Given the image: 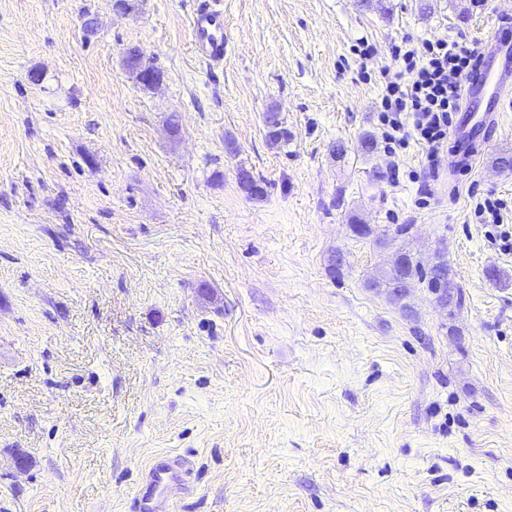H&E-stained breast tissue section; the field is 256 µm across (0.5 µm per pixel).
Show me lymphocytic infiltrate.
Segmentation results:
<instances>
[{"mask_svg": "<svg viewBox=\"0 0 512 512\" xmlns=\"http://www.w3.org/2000/svg\"><path fill=\"white\" fill-rule=\"evenodd\" d=\"M394 54L413 73L409 84L389 82L381 101L379 122L388 154L415 141L425 148L429 172H436L448 150L453 112L459 111L465 79L480 65L481 54L463 43L441 38L398 45Z\"/></svg>", "mask_w": 512, "mask_h": 512, "instance_id": "obj_1", "label": "lymphocytic infiltrate"}]
</instances>
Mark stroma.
<instances>
[{
  "label": "stroma",
  "mask_w": 512,
  "mask_h": 512,
  "mask_svg": "<svg viewBox=\"0 0 512 512\" xmlns=\"http://www.w3.org/2000/svg\"><path fill=\"white\" fill-rule=\"evenodd\" d=\"M198 2L0 0V512H132L167 455L158 512H512V254L474 212L512 225V100L436 181L377 120L393 46L480 47L512 0H221L215 67ZM402 245L458 304L372 287ZM193 45L206 62L224 60V9L214 2L198 9L190 21ZM125 66L131 71L136 80L145 89L154 90L163 84V74L153 72L158 71L163 73L160 68L154 64H146V68L153 71H148L143 67V57L140 51L134 47L126 53V59H124ZM503 204L500 202H493L490 199H485L483 203H476L475 213L482 215L485 211L492 215L493 222L490 225L494 232L487 231L488 238L493 241L494 244L499 245V249L503 250L504 253H512V225L500 224L503 223V216L501 215V209ZM510 226V228L505 227ZM503 227V228H502ZM499 242V243H498ZM190 474L181 458L155 462L145 474L147 491L137 499V512H154L157 498L175 499L189 489Z\"/></svg>",
  "instance_id": "1"
}]
</instances>
